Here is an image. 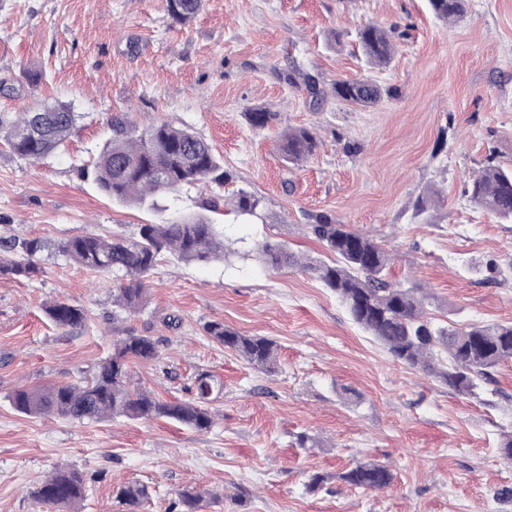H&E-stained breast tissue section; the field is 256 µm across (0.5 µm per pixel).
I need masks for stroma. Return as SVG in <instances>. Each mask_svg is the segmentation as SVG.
<instances>
[{
  "label": "stroma",
  "mask_w": 512,
  "mask_h": 512,
  "mask_svg": "<svg viewBox=\"0 0 512 512\" xmlns=\"http://www.w3.org/2000/svg\"><path fill=\"white\" fill-rule=\"evenodd\" d=\"M369 23L391 29L389 65L369 66L358 44ZM370 77L371 107L337 99L334 82ZM72 104L81 117L46 158L0 141V237L42 239L32 278L0 275V512H54L32 493L55 467L85 476L75 512H121L118 486L148 485L143 512H167L185 490L201 512H512V361L464 396L393 359L312 274L275 268L257 250L285 243L321 257L309 226L325 213L394 255L392 279L432 297L435 322H512V224L475 207L465 188L489 166L512 168V0H466L456 21L427 0H204L188 24L166 0H0V113ZM276 119L253 129L248 110ZM142 129L188 127L211 144L231 181L165 198L184 213L215 202L225 261L163 258L137 314L112 301L118 282L62 255L86 233L137 234L153 213L108 200L86 171L113 116ZM307 127L319 146L302 166L277 149ZM262 200L257 214L222 211L225 190ZM427 209L416 214L417 200ZM81 306L84 326L61 328L50 302ZM218 321L278 346L267 372L206 336ZM157 341L161 360L131 367L134 386L186 400L202 374L223 389L211 430L162 418L75 422L17 412L20 389L90 376L124 336ZM316 447L303 448L300 435ZM387 465L392 485L342 481L354 461ZM320 488H311L314 477Z\"/></svg>",
  "instance_id": "1"
}]
</instances>
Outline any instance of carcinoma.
Wrapping results in <instances>:
<instances>
[{"label": "carcinoma", "mask_w": 512, "mask_h": 512, "mask_svg": "<svg viewBox=\"0 0 512 512\" xmlns=\"http://www.w3.org/2000/svg\"><path fill=\"white\" fill-rule=\"evenodd\" d=\"M440 19L457 20L464 15V0H428ZM169 15L188 23L202 9V0H167ZM371 65L382 67L391 61L396 44L392 32L369 24L358 33ZM336 98L367 106L382 97L374 82L339 80L333 85ZM249 124L267 127L276 114L262 108L245 113ZM78 120L67 104H56L25 112L10 120L0 114V137L21 158L40 159L66 141ZM112 135L105 141L95 161L94 181L112 200L134 204L161 213L157 198L172 195L187 186L224 185L231 176L224 170L211 146L195 132L169 123L139 131L124 116L110 122ZM317 136L308 128L290 129L279 141V150L288 162L299 165L314 155ZM471 201L500 220L512 223V169L487 167L467 190ZM232 206L240 215H252L260 199L240 188ZM311 233L325 247V261L291 251L284 243L260 246V252L275 267L300 269L317 279L346 306L352 320L383 344L392 357L412 368L432 375L461 395H474L480 382L500 363L512 361V323L471 324L459 328L442 326L426 312L431 296L416 284L391 282L387 271L390 254L368 236L358 233L327 214L314 216ZM21 250L17 258L0 256V275L30 277L39 267L34 257L45 249L38 238L21 242L0 239V251ZM59 252L92 272H105L121 283L115 304L125 310L139 309L145 298L144 277L164 255L187 262L224 258V237L217 225L202 214L171 215L160 222L140 226L139 236L114 233L107 237L84 234L59 246ZM46 315L57 326L82 325L86 311L77 305L53 302ZM204 330L211 339L236 351L249 364L265 371L277 365V345L266 337L244 336L222 322H210ZM159 360V350L149 336H125L114 343L112 355L96 366L81 383L53 384L20 389L12 397L16 410L28 416L53 415L67 420H101L111 416L146 419L154 416L176 420L198 431L214 423L207 407L215 391L208 375L198 376L189 401L162 402L131 387V364ZM352 486L369 491L389 487L391 470L380 463L357 461L342 475ZM84 495V478L78 470L64 467L43 480L34 499L70 512ZM148 487L121 485L116 499L126 512H138L149 499ZM202 495L184 491L169 512H199Z\"/></svg>", "instance_id": "carcinoma-1"}]
</instances>
